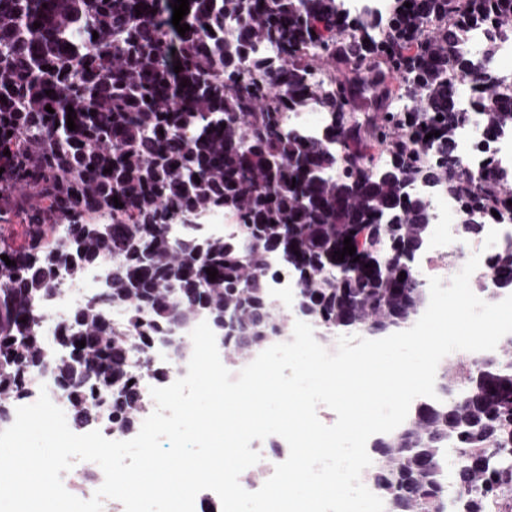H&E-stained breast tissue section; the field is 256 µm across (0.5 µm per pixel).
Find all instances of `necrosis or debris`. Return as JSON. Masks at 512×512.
Returning a JSON list of instances; mask_svg holds the SVG:
<instances>
[{
    "label": "necrosis or debris",
    "mask_w": 512,
    "mask_h": 512,
    "mask_svg": "<svg viewBox=\"0 0 512 512\" xmlns=\"http://www.w3.org/2000/svg\"><path fill=\"white\" fill-rule=\"evenodd\" d=\"M467 43L473 56L485 59L487 69L498 82L500 96L512 97V71H505L501 62L512 59V35L497 36L485 27L470 30ZM488 147L495 171L504 183L512 182V130L490 136L482 127L470 123L463 126L456 137L455 155L472 173H480L483 159L481 147ZM415 193L429 197L434 211L435 224L445 226L442 236L428 238L418 263L413 268L417 280L428 282L429 278L447 279L449 273L459 272L470 256L486 251L488 244L502 245L512 242V226L489 222L480 239H465L455 231L458 204L439 189L422 184L416 185ZM86 298L83 280L63 282L57 290L44 298L37 309L42 316L43 333L46 337L42 367L32 376L34 387H46L55 405H63L61 391L54 379L52 364L59 351L55 345L56 334L63 329L74 312Z\"/></svg>",
    "instance_id": "4bbe7bcc"
}]
</instances>
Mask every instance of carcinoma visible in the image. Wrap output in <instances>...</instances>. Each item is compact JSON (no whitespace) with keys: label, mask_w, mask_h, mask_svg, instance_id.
Wrapping results in <instances>:
<instances>
[{"label":"carcinoma","mask_w":512,"mask_h":512,"mask_svg":"<svg viewBox=\"0 0 512 512\" xmlns=\"http://www.w3.org/2000/svg\"><path fill=\"white\" fill-rule=\"evenodd\" d=\"M174 2L0 0V207L28 218L27 246L0 245L15 262L0 259V427L43 360L32 301L63 270L78 280L119 259L107 293L129 309L127 321L112 325L109 307L90 297L60 333L53 373L74 426L107 411L112 431L130 435L145 409L140 379L161 375L151 357L160 337L175 334L182 354L180 333L207 320L234 363L288 339L266 285L274 260L294 272L300 313L330 343L374 324L399 329L425 304L412 264L432 212L412 194L416 184L457 201L467 237H480L496 213L512 225V192L492 160L475 177L454 155L457 130L474 118L492 135L512 128V100L488 103L497 84L464 39L488 22L512 31V0H393L384 19H349L341 0H189L183 36ZM227 19L233 40L224 39ZM265 43L280 64L255 61L260 75L243 80L237 68ZM378 60L422 106L398 112L384 99L362 111L361 85ZM315 68L329 79L311 81ZM454 74L471 83L469 110L456 105ZM309 99L330 115L319 140L285 124V111ZM214 213L233 219L235 232H173ZM60 223L65 240L46 241L45 226ZM348 236L356 262L332 258ZM489 264L496 287L512 289V245ZM208 268L218 271L213 281ZM500 347L463 359V382L441 368L442 397L374 441L373 455L390 460L371 476L386 512H487L512 483V338ZM448 453L458 458L450 503Z\"/></svg>","instance_id":"carcinoma-1"}]
</instances>
